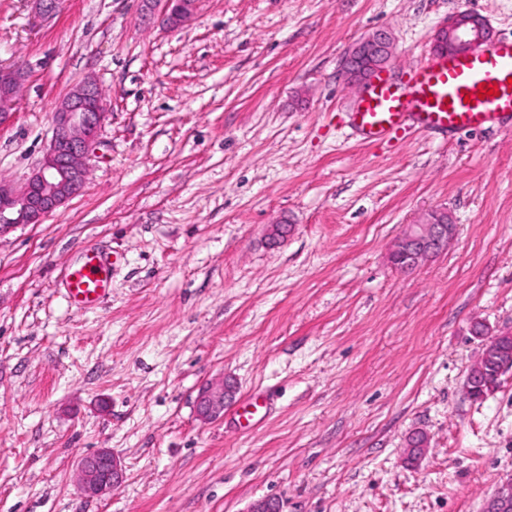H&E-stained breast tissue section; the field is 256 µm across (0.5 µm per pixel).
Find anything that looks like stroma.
Listing matches in <instances>:
<instances>
[{"mask_svg":"<svg viewBox=\"0 0 512 512\" xmlns=\"http://www.w3.org/2000/svg\"><path fill=\"white\" fill-rule=\"evenodd\" d=\"M462 10L512 39V0H198L174 28L140 0H0V64L26 72L0 177L26 179L85 77L109 109L83 192L0 236V512H481L512 476V376L465 391L472 323L512 330V133L357 142L340 74L383 28L402 79ZM435 208L457 238L397 270ZM88 250L112 290L79 310ZM223 376L272 395L253 428L198 417ZM101 448L126 467L105 499L75 480ZM112 282L111 264L96 251H87L66 274L65 292L77 309L100 305L109 295Z\"/></svg>","mask_w":512,"mask_h":512,"instance_id":"stroma-1","label":"stroma"}]
</instances>
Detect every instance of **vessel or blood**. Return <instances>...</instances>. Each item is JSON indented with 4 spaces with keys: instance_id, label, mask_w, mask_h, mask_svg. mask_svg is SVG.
I'll return each instance as SVG.
<instances>
[{
    "instance_id": "obj_1",
    "label": "vessel or blood",
    "mask_w": 512,
    "mask_h": 512,
    "mask_svg": "<svg viewBox=\"0 0 512 512\" xmlns=\"http://www.w3.org/2000/svg\"><path fill=\"white\" fill-rule=\"evenodd\" d=\"M410 127L445 140L470 130L512 131V40L483 43L456 56H426L400 84L372 76L354 104L353 134L378 141ZM111 282L108 260L89 251L69 267L66 297L75 308H91L105 300ZM269 405L262 392L244 397L234 409L237 427L254 426L255 413Z\"/></svg>"
}]
</instances>
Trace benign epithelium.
<instances>
[{"instance_id":"benign-epithelium-1","label":"benign epithelium","mask_w":512,"mask_h":512,"mask_svg":"<svg viewBox=\"0 0 512 512\" xmlns=\"http://www.w3.org/2000/svg\"><path fill=\"white\" fill-rule=\"evenodd\" d=\"M196 0H165L164 22L177 25L193 11ZM492 39L485 21L469 11H458L433 35L438 52L458 55ZM390 33L378 29L353 43L341 60V74L350 84H360L393 59ZM25 73L18 65H0V126L16 111L17 94ZM108 117L106 102L97 80L91 76L76 84L55 106L53 136L42 161L20 186L0 179V234L24 224H41L50 214L80 195L89 172V157ZM457 225L446 211H432L419 224H412L395 241L390 256L397 265L411 270L422 260L447 250ZM233 382L221 379L204 387L196 409L203 421L220 418L235 396ZM125 468L112 450L101 448L83 457L77 469L78 487L104 499L124 481ZM482 512H512V479L488 496Z\"/></svg>"}]
</instances>
